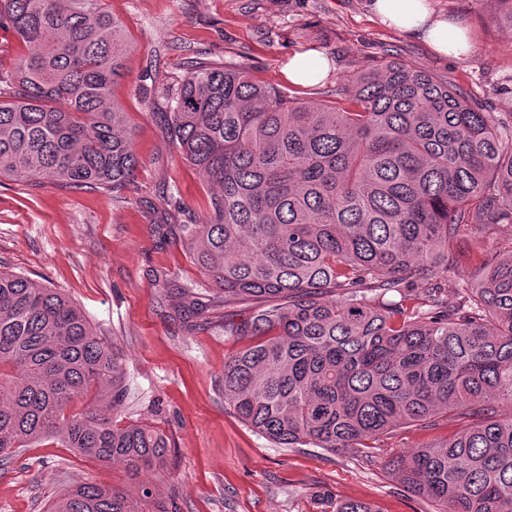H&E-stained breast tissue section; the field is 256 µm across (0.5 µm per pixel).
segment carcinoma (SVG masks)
Returning a JSON list of instances; mask_svg holds the SVG:
<instances>
[{
  "instance_id": "cac0c4a2",
  "label": "carcinoma",
  "mask_w": 512,
  "mask_h": 512,
  "mask_svg": "<svg viewBox=\"0 0 512 512\" xmlns=\"http://www.w3.org/2000/svg\"><path fill=\"white\" fill-rule=\"evenodd\" d=\"M99 2L0 0V30L27 48L0 99V177L117 193L137 169L112 95L129 49ZM336 95L348 105L197 62L170 99L172 142L219 188L180 236L217 299L258 304L224 322L248 340L224 363V405L280 448L331 452L454 413L460 430L393 470L440 512H512V253L461 247L473 226L512 224V126L397 60ZM208 293L181 289L179 308L198 313ZM125 391L121 355L79 307L0 269L1 456L56 439L137 473L166 467L165 434L98 411ZM151 496L84 484L49 512H145Z\"/></svg>"
}]
</instances>
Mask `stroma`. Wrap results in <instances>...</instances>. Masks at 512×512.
Returning a JSON list of instances; mask_svg holds the SVG:
<instances>
[{
    "instance_id": "obj_1",
    "label": "stroma",
    "mask_w": 512,
    "mask_h": 512,
    "mask_svg": "<svg viewBox=\"0 0 512 512\" xmlns=\"http://www.w3.org/2000/svg\"><path fill=\"white\" fill-rule=\"evenodd\" d=\"M371 0H103L123 25L128 74L114 88L133 134L139 166L120 192L31 177L0 178V266L57 288L96 333L123 355L126 396L114 419L162 430L175 449L168 472L129 473L46 441L0 458V512H48L64 490L96 483L148 485L173 512H323L362 500L377 512H437L408 492L390 461L444 440L460 425L403 426L363 454L280 448L224 405L225 361L242 343L224 333L210 306L190 319L176 310L180 289L202 288L178 227L203 216L210 184L173 144L168 93L191 62L249 68L253 78L309 103L335 100L352 77L398 60L448 80L512 124V27L496 0H428L436 16L464 28L472 54L437 55L426 43L383 25ZM316 50L333 73L297 86L283 69L294 53Z\"/></svg>"
}]
</instances>
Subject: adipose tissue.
Listing matches in <instances>:
<instances>
[{
  "label": "adipose tissue",
  "mask_w": 512,
  "mask_h": 512,
  "mask_svg": "<svg viewBox=\"0 0 512 512\" xmlns=\"http://www.w3.org/2000/svg\"><path fill=\"white\" fill-rule=\"evenodd\" d=\"M372 9L383 24L422 40L440 56L457 58L472 49L465 30L434 17L427 0H373Z\"/></svg>",
  "instance_id": "obj_1"
}]
</instances>
